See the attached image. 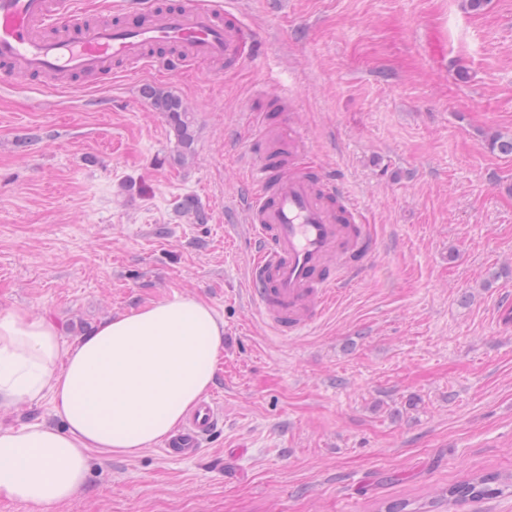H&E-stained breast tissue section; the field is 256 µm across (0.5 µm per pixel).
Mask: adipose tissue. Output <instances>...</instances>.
<instances>
[{
    "label": "adipose tissue",
    "instance_id": "adipose-tissue-1",
    "mask_svg": "<svg viewBox=\"0 0 512 512\" xmlns=\"http://www.w3.org/2000/svg\"><path fill=\"white\" fill-rule=\"evenodd\" d=\"M223 352V320L178 292L69 345L45 316L0 312V405L47 398L64 420L0 429V497L57 512L85 488L91 450L132 455L171 435Z\"/></svg>",
    "mask_w": 512,
    "mask_h": 512
}]
</instances>
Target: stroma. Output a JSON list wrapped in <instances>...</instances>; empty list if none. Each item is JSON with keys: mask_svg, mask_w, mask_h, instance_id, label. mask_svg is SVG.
Listing matches in <instances>:
<instances>
[{"mask_svg": "<svg viewBox=\"0 0 512 512\" xmlns=\"http://www.w3.org/2000/svg\"><path fill=\"white\" fill-rule=\"evenodd\" d=\"M213 3L256 31L246 63L0 87V310L52 318L66 344L175 291L224 320L223 420L201 451H92L59 512H512V493L448 497L483 475L512 483V155L490 147L512 138V0ZM151 87L193 112L184 163ZM265 112L378 242L297 337L244 295L238 199L248 116Z\"/></svg>", "mask_w": 512, "mask_h": 512, "instance_id": "35a3bbf8", "label": "stroma"}]
</instances>
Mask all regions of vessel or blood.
<instances>
[{
  "label": "vessel or blood",
  "mask_w": 512,
  "mask_h": 512,
  "mask_svg": "<svg viewBox=\"0 0 512 512\" xmlns=\"http://www.w3.org/2000/svg\"><path fill=\"white\" fill-rule=\"evenodd\" d=\"M257 37L232 10L211 0H126L118 18L92 21L71 11L67 0H0V82L15 75L104 82L113 63L147 67L153 48L174 50L173 61L241 63L252 57ZM266 131L253 141L248 171L252 191L244 216L253 242L246 293L257 316L275 334H305L348 283L370 265L377 240L362 223L339 180L289 162L267 145ZM215 398H201L164 451L196 455L217 428Z\"/></svg>",
  "instance_id": "1"
}]
</instances>
